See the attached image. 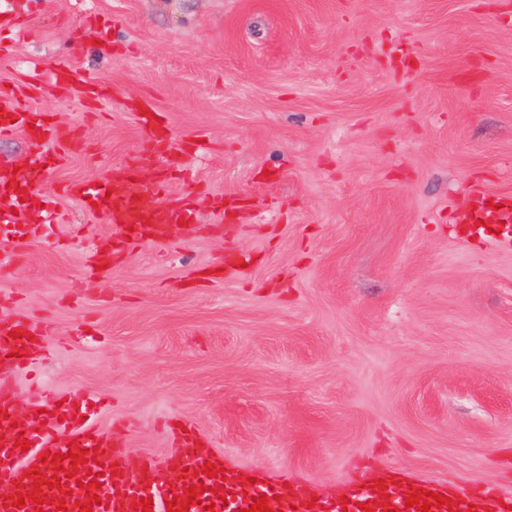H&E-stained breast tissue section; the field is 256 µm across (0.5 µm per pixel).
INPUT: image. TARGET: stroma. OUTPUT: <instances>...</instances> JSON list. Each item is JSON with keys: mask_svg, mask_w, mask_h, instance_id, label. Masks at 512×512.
<instances>
[{"mask_svg": "<svg viewBox=\"0 0 512 512\" xmlns=\"http://www.w3.org/2000/svg\"><path fill=\"white\" fill-rule=\"evenodd\" d=\"M0 84L71 134L64 215L0 295L44 317L13 377L83 392L131 459L169 421L227 464L338 494L361 473L512 492V249L459 238L468 188L512 195V0H19ZM67 61L103 106L54 83ZM153 101L192 222L91 256L107 220L59 192L133 161ZM247 257L230 278L225 260Z\"/></svg>", "mask_w": 512, "mask_h": 512, "instance_id": "35a3bbf8", "label": "stroma"}]
</instances>
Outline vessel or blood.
I'll return each mask as SVG.
<instances>
[{
    "label": "vessel or blood",
    "mask_w": 512,
    "mask_h": 512,
    "mask_svg": "<svg viewBox=\"0 0 512 512\" xmlns=\"http://www.w3.org/2000/svg\"><path fill=\"white\" fill-rule=\"evenodd\" d=\"M134 118L144 132L141 152L145 155L164 153L168 139L161 123L150 116L135 113ZM28 132L31 145V164L43 163V146L47 140L64 143L62 132L46 122L43 114L26 109L22 100L10 88L0 86V137L8 138L18 132ZM168 175L158 177L155 191L160 202L144 205L140 199V177L125 165L110 169L105 182L93 180L73 181L64 185L66 195L79 200L95 202L99 214L118 230L113 237L101 242L98 250L108 255L112 248L128 242L154 240L164 236L172 224L190 221L193 212L189 205L172 199L168 190ZM26 189V198H19L18 189ZM42 197L36 189L31 174L0 172V222L25 224L35 211ZM498 208L485 204L482 196H475L473 206L462 215V223L468 224L469 235H479V222L496 224L500 233L496 240L502 247L512 248V196L498 199ZM19 331V338H12V331ZM41 325L27 315L21 307L0 306V365L18 366L24 353L30 352L35 337L41 336ZM14 387L8 380L0 381V486L8 487L7 500H0V512H32L33 503L16 507V484L35 486L36 496L45 498V512H55L54 500H64L68 512H80V503L86 502V486L100 481L96 495L99 499L93 512H136L137 501L152 499L153 512H168L167 500L186 497L190 486L200 487L202 494L188 512H244L252 498L267 496L277 499L279 512H361V504L370 502L374 512H383L378 500L388 495L396 512H419L418 507H406V496L412 489H425L449 496L457 502L460 512H512V495L501 493L497 487L485 485L477 489L449 491L448 478L436 475L411 483L385 482L376 484L369 474H361L350 484L345 496L314 494L309 485L292 480L288 474H280L270 480L249 483L244 471L227 465L224 457L201 445L194 427L176 428L173 441L178 449L175 465H167L152 456H144L138 465H131L126 449L113 443L111 437L99 430H88L79 422L78 415L69 403L58 402L50 397L42 401L40 410L31 411L25 421H18L13 406ZM29 441L28 449L16 448L18 437ZM87 449V464L74 465L68 457L70 442ZM61 455V463H51L50 458ZM223 469V476L208 477L206 465ZM64 466L65 475L59 476V485L48 488L39 485V474L56 475V466ZM77 471L80 486L72 492L63 489L66 474ZM223 487V494H216V487Z\"/></svg>",
    "instance_id": "obj_1"
}]
</instances>
